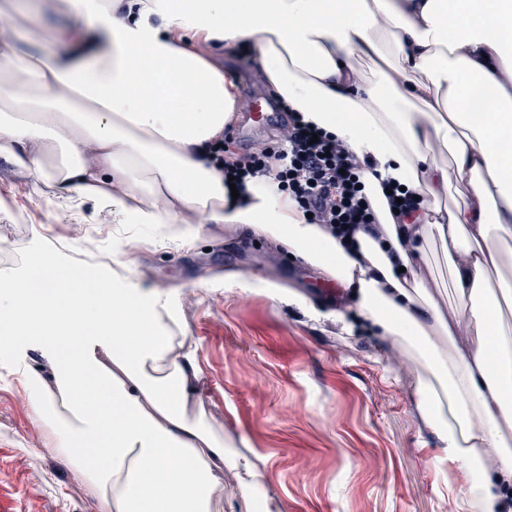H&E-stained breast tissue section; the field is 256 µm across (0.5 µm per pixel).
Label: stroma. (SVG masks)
<instances>
[{
    "instance_id": "35a3bbf8",
    "label": "stroma",
    "mask_w": 512,
    "mask_h": 512,
    "mask_svg": "<svg viewBox=\"0 0 512 512\" xmlns=\"http://www.w3.org/2000/svg\"><path fill=\"white\" fill-rule=\"evenodd\" d=\"M218 55L238 85L266 91L254 55ZM59 212L32 179L0 171V273L23 264L20 241L107 277L114 261H131L143 286L179 293L214 419L246 437L243 453L282 512H457L415 407L421 364L356 316L349 290L234 224L199 225L180 250L89 203L63 222ZM42 445L15 361L0 355V512H96L88 486Z\"/></svg>"
}]
</instances>
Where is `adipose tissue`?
Segmentation results:
<instances>
[{
  "label": "adipose tissue",
  "mask_w": 512,
  "mask_h": 512,
  "mask_svg": "<svg viewBox=\"0 0 512 512\" xmlns=\"http://www.w3.org/2000/svg\"><path fill=\"white\" fill-rule=\"evenodd\" d=\"M215 40L249 46L274 95L364 162L381 238L346 249L272 183L232 198L210 153L239 110ZM0 163L178 247L193 225H242L350 288L359 316L419 347L415 405L461 508L512 507V0H0ZM381 173L416 211L394 217ZM431 243L471 334L446 357L432 339L452 326L402 277ZM0 352L97 512H223L228 467L281 512L212 421L178 294L139 288L130 263L92 280L48 253L1 274Z\"/></svg>",
  "instance_id": "obj_1"
}]
</instances>
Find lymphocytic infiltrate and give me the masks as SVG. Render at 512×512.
Wrapping results in <instances>:
<instances>
[{
	"label": "lymphocytic infiltrate",
	"mask_w": 512,
	"mask_h": 512,
	"mask_svg": "<svg viewBox=\"0 0 512 512\" xmlns=\"http://www.w3.org/2000/svg\"><path fill=\"white\" fill-rule=\"evenodd\" d=\"M275 138L238 154L214 146L238 192L261 178L272 179L312 223L343 239L364 230L379 236L378 218L360 186L361 163L335 136L288 111Z\"/></svg>",
	"instance_id": "f902f5d3"
}]
</instances>
